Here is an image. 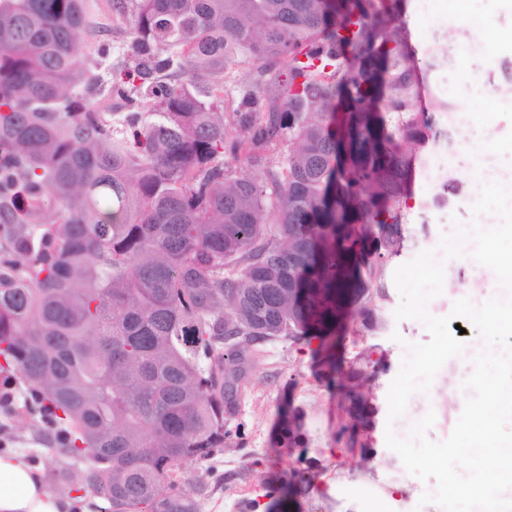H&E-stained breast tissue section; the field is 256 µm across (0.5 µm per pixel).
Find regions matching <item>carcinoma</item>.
Listing matches in <instances>:
<instances>
[{"label": "carcinoma", "mask_w": 512, "mask_h": 512, "mask_svg": "<svg viewBox=\"0 0 512 512\" xmlns=\"http://www.w3.org/2000/svg\"><path fill=\"white\" fill-rule=\"evenodd\" d=\"M399 3L112 0L114 67L84 53L87 0H0V375L84 465L56 484L105 512H196L175 475L224 447L229 390L262 351L227 337L331 357L336 289L371 287L402 240L401 143L447 136L390 47ZM274 68L224 122L226 77ZM112 97L126 111H99Z\"/></svg>", "instance_id": "1"}]
</instances>
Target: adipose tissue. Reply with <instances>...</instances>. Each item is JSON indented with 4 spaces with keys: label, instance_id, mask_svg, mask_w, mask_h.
Here are the masks:
<instances>
[{
    "label": "adipose tissue",
    "instance_id": "ef3b65f1",
    "mask_svg": "<svg viewBox=\"0 0 512 512\" xmlns=\"http://www.w3.org/2000/svg\"><path fill=\"white\" fill-rule=\"evenodd\" d=\"M68 497L51 492L43 470L15 452L0 453V512H68Z\"/></svg>",
    "mask_w": 512,
    "mask_h": 512
}]
</instances>
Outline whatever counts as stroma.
Segmentation results:
<instances>
[{
    "instance_id": "stroma-1",
    "label": "stroma",
    "mask_w": 512,
    "mask_h": 512,
    "mask_svg": "<svg viewBox=\"0 0 512 512\" xmlns=\"http://www.w3.org/2000/svg\"><path fill=\"white\" fill-rule=\"evenodd\" d=\"M471 12L487 18L478 50L461 36V20ZM388 29L414 50L411 63L421 77L415 86L417 111L433 115L443 129L448 126L447 106L466 113L472 150L487 153V166L481 171L461 158L437 184L427 173L447 144L424 150L410 193L402 200L401 248L383 266L385 294L374 300V330L351 321L336 341L330 368L323 366L317 342L281 338L266 345L223 449L209 460L187 463L176 479L177 491L194 498L198 512H442L436 503L420 501L435 490V480L409 474L388 448L386 433L408 436L410 423L431 411L436 420L427 436L445 440L463 410V383L472 364L463 355L449 359L428 393L414 394L404 414L388 422L387 394L401 369L405 346L429 339L421 322L396 319L402 298L394 273L422 251L438 250L442 235L453 232L455 224L492 220L488 214L473 215L476 197L471 188L512 168V151L504 147L512 139V99L503 96L512 79V55L498 43L512 36V10L497 7L494 0H405ZM439 31L454 44L456 63L433 70L429 62L440 50L435 38ZM445 183L450 193H443ZM443 194L448 197L444 203L439 200ZM445 279L447 288L428 305L438 317L448 315L458 299L481 304L492 294L487 268L467 256L449 260ZM353 366L377 369L364 388L372 424L355 446L342 432L350 421L351 403L340 384L341 373ZM0 425L6 428L0 435L4 448L29 456L43 453L38 424L24 401L0 411Z\"/></svg>"
}]
</instances>
